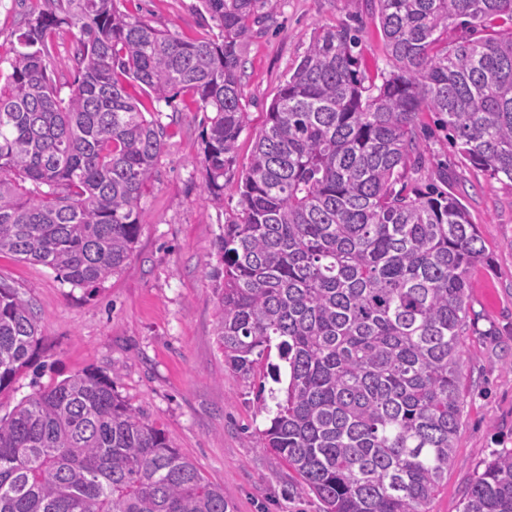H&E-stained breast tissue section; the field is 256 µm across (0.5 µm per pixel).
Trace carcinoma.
<instances>
[{"instance_id":"carcinoma-1","label":"carcinoma","mask_w":512,"mask_h":512,"mask_svg":"<svg viewBox=\"0 0 512 512\" xmlns=\"http://www.w3.org/2000/svg\"><path fill=\"white\" fill-rule=\"evenodd\" d=\"M17 37L0 84V255L100 283L132 253L167 136L126 91L188 92L212 113L204 191L245 127L242 40L272 0H203L220 35L187 40L114 0H53ZM390 71L360 70L361 29H320L270 103L238 177L240 209L215 242L217 341L247 379L282 383L262 448L324 512H427L462 418L460 337L482 237L452 193L420 188L419 115L458 153L512 182V0H367ZM465 34L448 40V20ZM76 28L78 78H51L54 29ZM40 341L34 307L0 284V394ZM0 512H231L224 489L91 372L40 388L0 419ZM462 512H512V450L486 463Z\"/></svg>"}]
</instances>
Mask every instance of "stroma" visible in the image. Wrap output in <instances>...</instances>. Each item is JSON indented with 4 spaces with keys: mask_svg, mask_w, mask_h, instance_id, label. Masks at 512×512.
Instances as JSON below:
<instances>
[{
    "mask_svg": "<svg viewBox=\"0 0 512 512\" xmlns=\"http://www.w3.org/2000/svg\"><path fill=\"white\" fill-rule=\"evenodd\" d=\"M122 12L185 39L218 35L201 0H116ZM52 0H0V82L31 9ZM359 15L361 69L379 78L389 68L380 25L363 0H276L266 31L243 45L242 84L247 124L238 139V164L247 163L255 135L280 85L294 71L314 31ZM128 93L167 128L164 149L141 203V227L122 269L95 286L70 284L53 269L0 256V284L38 313L41 341L28 368L6 395L0 417L41 387L78 372L106 377L114 392L174 447L221 486L234 512H323L296 473L259 446L271 416L256 398L259 378L243 379L225 363L217 342L218 273L213 243L238 208L237 171L226 178L224 200L203 193L204 115L191 94L157 105L140 87ZM428 146L419 187L447 171L451 190L479 229L488 258L468 274L475 328L461 340V426L454 464L428 512H461L467 487L486 462L512 449V182L489 178L461 158L434 113L421 116Z\"/></svg>",
    "mask_w": 512,
    "mask_h": 512,
    "instance_id": "1",
    "label": "stroma"
}]
</instances>
